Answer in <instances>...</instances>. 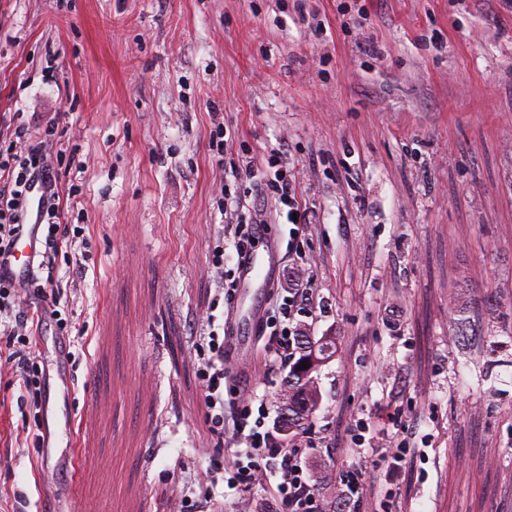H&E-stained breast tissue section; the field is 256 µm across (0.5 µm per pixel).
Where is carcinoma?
I'll list each match as a JSON object with an SVG mask.
<instances>
[{"instance_id": "1", "label": "carcinoma", "mask_w": 512, "mask_h": 512, "mask_svg": "<svg viewBox=\"0 0 512 512\" xmlns=\"http://www.w3.org/2000/svg\"><path fill=\"white\" fill-rule=\"evenodd\" d=\"M337 351L336 337L309 336L298 346V357L288 358V375L282 383V405L288 408V432L304 427L320 401L315 374ZM308 368H302V363Z\"/></svg>"}]
</instances>
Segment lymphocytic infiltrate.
Segmentation results:
<instances>
[{
	"instance_id": "1",
	"label": "lymphocytic infiltrate",
	"mask_w": 512,
	"mask_h": 512,
	"mask_svg": "<svg viewBox=\"0 0 512 512\" xmlns=\"http://www.w3.org/2000/svg\"><path fill=\"white\" fill-rule=\"evenodd\" d=\"M234 180L251 184L250 199L225 192L224 211L236 221L232 246L236 258H243L259 243L260 227L267 222L265 205L277 199L295 214L298 223L308 217L298 201L296 179L283 168L277 155H269L261 164L246 162L231 171ZM41 184L44 196L40 203L41 221L27 225L26 211L32 184ZM79 198L69 185L65 172L55 164L43 141H31L23 149L8 145L0 149V255L8 254L24 232L38 235L41 247L34 252L27 275L14 278L9 271H0V339L8 352L6 363L25 394L29 411L39 414L43 408L45 380L37 364L35 337L46 318L60 319L69 306V290L59 274L60 263L83 269L75 245L85 232L84 226L66 223L70 209ZM308 289H289L282 301L266 311L265 326L280 345L293 346L296 333L292 322L301 305L310 303ZM216 315L206 310L192 338L196 349L207 351L199 370L205 387V416L212 427H231L239 445L237 471L228 482L229 489L249 491L261 485L269 490L263 501L265 512H320L316 490L302 466L300 444L283 445L268 433L251 425L255 396L250 389L238 388L224 392V343Z\"/></svg>"
}]
</instances>
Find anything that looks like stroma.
Segmentation results:
<instances>
[{
    "instance_id": "1",
    "label": "stroma",
    "mask_w": 512,
    "mask_h": 512,
    "mask_svg": "<svg viewBox=\"0 0 512 512\" xmlns=\"http://www.w3.org/2000/svg\"><path fill=\"white\" fill-rule=\"evenodd\" d=\"M360 11L361 30H345ZM214 110L236 132L220 158ZM20 112L29 137L79 165L72 221L92 254L68 307L76 334L50 323L39 338L46 376H75L72 395L53 385L44 400L49 446L14 441L26 407L0 371V490L24 495L22 512H174L158 489L192 499L209 472L226 512H259L260 487L225 482L236 447L206 421L190 339L201 308L231 310L211 258L227 234L224 172L246 150L278 151L296 175L309 221L294 253L275 225L274 279L311 289L300 330L338 342L298 434L321 499L386 470L379 448L405 438L419 455L389 473L393 512H512V7L0 0V139ZM460 318L479 331L465 346ZM281 352L251 339L225 380L254 388L270 430ZM384 406L394 421L378 419Z\"/></svg>"
}]
</instances>
